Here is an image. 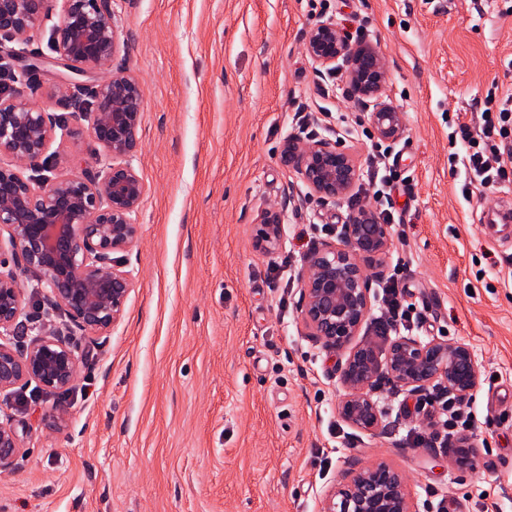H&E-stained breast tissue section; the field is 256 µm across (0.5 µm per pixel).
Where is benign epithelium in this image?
Listing matches in <instances>:
<instances>
[{"label":"benign epithelium","mask_w":512,"mask_h":512,"mask_svg":"<svg viewBox=\"0 0 512 512\" xmlns=\"http://www.w3.org/2000/svg\"><path fill=\"white\" fill-rule=\"evenodd\" d=\"M104 0H62L54 31L57 63L74 74L106 73L121 43V32ZM50 0H0V42L23 43ZM306 54L323 68L338 60L349 66L356 95L373 103L378 136L397 140L404 134L401 113L383 100L387 79L384 58L369 44L352 45L333 20L309 32ZM143 107L139 83L114 75L99 85L95 100L79 108L91 136L112 157L108 167L50 179H30L22 166L44 152L53 129L39 106L0 94V154L12 163L0 166V252L6 250L18 271H0V392L34 382L46 391L70 390L79 379L78 347L54 330L39 326L29 345L18 349L12 339L23 310L21 278L46 284V302L60 308L86 330L102 332L117 325L134 287L132 272L112 261V253L133 247L140 234L134 222L145 193L138 172L126 158L139 145ZM309 190L324 201L347 197L359 177L356 157L341 143L291 137L281 154ZM258 246L280 242L276 212L260 220ZM389 225L367 209L350 214L340 237L308 254L299 277L301 319L322 349L344 353L338 363L344 397L339 414L366 435L383 430V416L371 390L381 374L395 386L418 393L434 383L459 398L477 382L470 347L438 339L398 336L383 351L377 339L361 333L371 309L369 279L363 261L385 254ZM17 432L0 424V469L18 454ZM323 512H416L406 493L404 473L386 463L359 470L328 491Z\"/></svg>","instance_id":"1"}]
</instances>
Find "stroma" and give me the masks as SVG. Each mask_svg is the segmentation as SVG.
<instances>
[{
	"mask_svg": "<svg viewBox=\"0 0 512 512\" xmlns=\"http://www.w3.org/2000/svg\"><path fill=\"white\" fill-rule=\"evenodd\" d=\"M125 34L111 70L142 90L139 147L130 162L146 193L137 243L115 253L133 270L121 321L93 333L25 284V326L49 324L86 350L75 388L31 384L0 393V423L20 438L0 470V512H322L350 464L385 462L406 475L417 512L461 503L465 512H512V248L479 220L508 191L463 200L462 165H450L454 114L483 111L488 92L512 95V0H108ZM361 23L385 59V100L403 114L399 161L409 177L390 225L391 246L370 280L406 263L432 315L421 340L463 342L478 379L474 469L414 443L415 397L388 381L372 390L387 432L365 435L338 413L337 360L301 321L303 258L335 240L345 202L312 196L281 160L306 119L367 173L385 145L368 106L344 103L346 66L311 63L319 21ZM57 10L25 43L41 59L17 76L18 100L42 106L55 129L31 176L63 177L111 162L74 100L90 102L103 74L56 64ZM69 93L60 96L58 85ZM345 126H337V116ZM278 208L281 244L255 245L260 216Z\"/></svg>",
	"mask_w": 512,
	"mask_h": 512,
	"instance_id": "1",
	"label": "stroma"
}]
</instances>
